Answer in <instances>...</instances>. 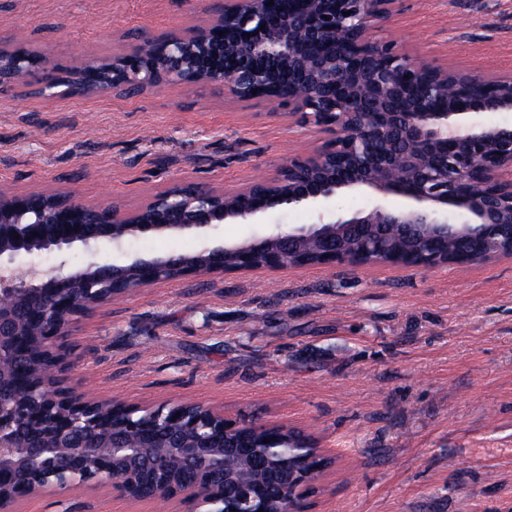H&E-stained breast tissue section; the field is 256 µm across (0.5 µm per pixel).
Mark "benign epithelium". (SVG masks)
Wrapping results in <instances>:
<instances>
[{
	"instance_id": "1",
	"label": "benign epithelium",
	"mask_w": 512,
	"mask_h": 512,
	"mask_svg": "<svg viewBox=\"0 0 512 512\" xmlns=\"http://www.w3.org/2000/svg\"><path fill=\"white\" fill-rule=\"evenodd\" d=\"M396 0H224L200 25L155 36L97 65L50 76L51 54L0 46V86L48 77L39 94L119 90L143 94L164 82L221 83L241 104L263 101L300 113L322 133L315 152L285 159L276 173L234 188L179 181L134 210L82 203L61 192L0 191V512L70 486L109 484L147 501L178 499L224 508V448H273L283 425L242 423L200 402L151 410L89 401L53 373L58 342L79 313L161 280L301 265L358 268L374 252L387 263L434 268L512 257V125L468 120L512 111V75L452 70L375 36ZM265 29H260V26ZM257 93H252V90ZM478 178L484 192L463 186ZM379 195L371 210L336 214L349 189ZM305 208L310 224H272L233 246L207 244L80 270L44 272L19 260L75 244L125 252L150 235L206 233L230 220L253 224L271 210ZM332 464L321 449L281 462L293 495L286 512H307L311 469Z\"/></svg>"
}]
</instances>
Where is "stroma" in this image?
<instances>
[{
    "mask_svg": "<svg viewBox=\"0 0 512 512\" xmlns=\"http://www.w3.org/2000/svg\"><path fill=\"white\" fill-rule=\"evenodd\" d=\"M224 0H0V43L50 48L54 74L180 31ZM377 37L448 67L512 73V0H398ZM220 84L48 100L0 91V189L68 191L132 209L187 178L228 188L327 141ZM308 210L226 224L239 244ZM196 233L141 237L145 258L191 254ZM60 378L90 399L196 401L291 427L335 459L310 512H512V259L432 269L373 264L204 275L116 297L61 342ZM175 501L74 486L13 512H178Z\"/></svg>",
    "mask_w": 512,
    "mask_h": 512,
    "instance_id": "stroma-1",
    "label": "stroma"
}]
</instances>
